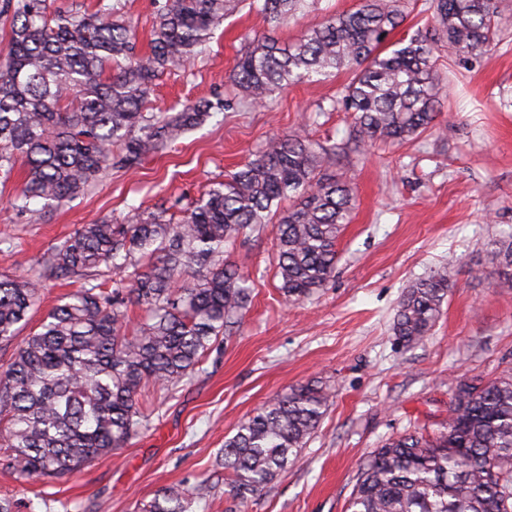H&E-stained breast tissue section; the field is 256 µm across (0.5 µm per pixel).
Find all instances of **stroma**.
Here are the masks:
<instances>
[{"label": "stroma", "mask_w": 512, "mask_h": 512, "mask_svg": "<svg viewBox=\"0 0 512 512\" xmlns=\"http://www.w3.org/2000/svg\"><path fill=\"white\" fill-rule=\"evenodd\" d=\"M357 0H314L304 16L273 29L257 14L226 16L207 51L164 75L154 111L230 96L228 75L253 39L292 41L324 16ZM501 41L464 70L440 57L444 86L436 130L400 146L358 147L345 112L317 115L346 83L345 73L277 90L268 102L219 114L182 134L135 169L108 171L94 189L47 212L37 223L9 201L23 168L0 184V275L41 278L40 300L25 332L79 276H45L55 246L94 220L125 223L137 212L168 211L223 180L273 137L306 129L339 144L355 207L338 242L326 288L286 302L275 275L277 227L264 225L226 248L253 283L239 326L213 344L196 371L172 390L149 389L148 429L81 470L19 478L0 466V497L15 512H138L163 486L203 485L196 512H346L359 464L387 439L418 426L440 429L456 378L489 380L512 369V290L495 286L489 253L512 227V0L503 4ZM451 288L438 321L419 344L396 341L392 321L404 289L438 266ZM319 380L335 389L318 428L298 457L247 507L228 491L221 452L226 437L255 409L291 387Z\"/></svg>", "instance_id": "stroma-1"}]
</instances>
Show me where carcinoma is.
Masks as SVG:
<instances>
[{"label": "carcinoma", "mask_w": 512, "mask_h": 512, "mask_svg": "<svg viewBox=\"0 0 512 512\" xmlns=\"http://www.w3.org/2000/svg\"><path fill=\"white\" fill-rule=\"evenodd\" d=\"M245 0H162L151 50L135 54V29L112 0L73 3L49 14V0H0L10 19L0 63V177L25 166L12 208L36 223L85 193L111 169H131L185 131L276 89L342 69L349 81L318 112H348L358 146L402 144L436 126L442 87L436 54L467 65L498 41L499 0H430L433 32L395 43L402 0H361L305 29L293 43L252 41L230 73L236 96L168 115L150 111L157 81L203 52L224 16ZM273 27L297 18L307 0H250ZM328 149L304 131L270 139L224 181L181 209L136 214L126 224H84L47 259L57 277H88L63 298L0 368V447L26 479L81 469L126 447L147 427L140 398L174 386L213 343L241 323L251 288L226 246L278 223L276 268L286 301L330 282L336 245L354 207L344 174L322 170ZM288 203V209L282 203ZM498 287L512 288V236L491 250ZM128 269L111 289L91 282L107 263ZM448 271L413 281L392 332L411 347L434 327L448 296ZM39 299L38 280L0 278V348L16 338ZM144 308L129 330L128 307ZM456 381L448 422L437 435L405 432L358 468L347 512H512V373L464 391ZM330 388L313 381L247 416L224 440L230 494L246 507L293 461L322 420ZM200 488L163 486L143 512H188Z\"/></svg>", "instance_id": "carcinoma-1"}]
</instances>
